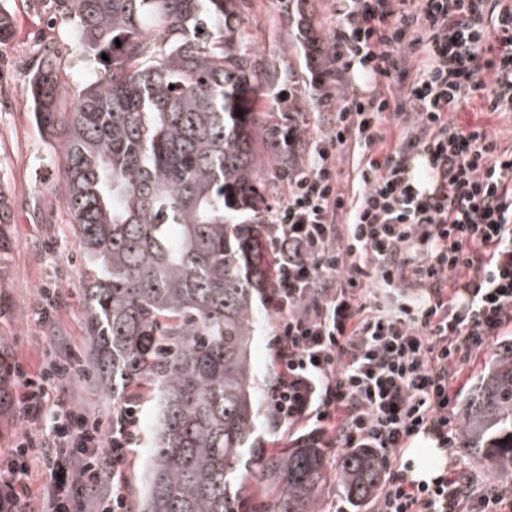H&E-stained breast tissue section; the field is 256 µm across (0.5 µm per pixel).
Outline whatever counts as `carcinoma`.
I'll return each mask as SVG.
<instances>
[{
    "instance_id": "carcinoma-1",
    "label": "carcinoma",
    "mask_w": 512,
    "mask_h": 512,
    "mask_svg": "<svg viewBox=\"0 0 512 512\" xmlns=\"http://www.w3.org/2000/svg\"><path fill=\"white\" fill-rule=\"evenodd\" d=\"M55 7L74 22L94 78L62 112L49 56L23 98L63 146L97 386L153 407L135 512H314L325 450H268L257 435L251 345L269 287L257 145L285 130L255 112L277 69L243 29L244 0ZM464 410L463 452L512 485V347L498 350ZM381 473L364 451L336 466L354 504L374 497ZM250 478L265 489L256 502Z\"/></svg>"
}]
</instances>
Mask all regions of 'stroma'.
I'll return each instance as SVG.
<instances>
[{"mask_svg": "<svg viewBox=\"0 0 512 512\" xmlns=\"http://www.w3.org/2000/svg\"><path fill=\"white\" fill-rule=\"evenodd\" d=\"M12 34L0 42V191L11 210L4 231L9 247L0 252V453L15 446L27 432L12 402L22 387L17 368L36 376L47 356L63 349L78 353L92 365L84 329V270L78 240L63 204L62 147L35 124L22 91L31 69L52 55L66 89L60 103L69 109L92 78L79 54L71 27L54 16L51 0H8ZM243 27L257 53L277 68H291L295 81L266 90L258 103L264 121L277 128L287 124L289 106L313 119L322 111L324 90L311 85L300 30L309 26L328 39L331 18L326 0H246ZM57 292L50 319L40 314L41 289ZM259 329L251 353L261 390L274 377L270 344L272 319L258 303ZM60 392L94 415L107 418L121 403L100 391L94 378L73 377ZM137 439L124 465L127 500H134L147 453L146 435L154 426L150 407L138 409Z\"/></svg>", "mask_w": 512, "mask_h": 512, "instance_id": "stroma-1", "label": "stroma"}]
</instances>
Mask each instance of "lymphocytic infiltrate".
Returning a JSON list of instances; mask_svg holds the SVG:
<instances>
[{
	"label": "lymphocytic infiltrate",
	"mask_w": 512,
	"mask_h": 512,
	"mask_svg": "<svg viewBox=\"0 0 512 512\" xmlns=\"http://www.w3.org/2000/svg\"><path fill=\"white\" fill-rule=\"evenodd\" d=\"M331 81L365 82L323 113L320 135L289 126L301 150L273 213L266 292L276 379L267 404L291 440L367 449L384 477L373 512H512L464 462L406 478L419 436L447 446L454 380L512 337V150L453 115L512 113V0H330ZM401 138L385 149L390 126ZM357 147L355 188L341 151ZM73 352L23 377L20 418L40 431L0 458V512H24L42 464L38 512H73L112 481L97 512H123L132 408L111 421L59 395Z\"/></svg>",
	"instance_id": "obj_1"
}]
</instances>
